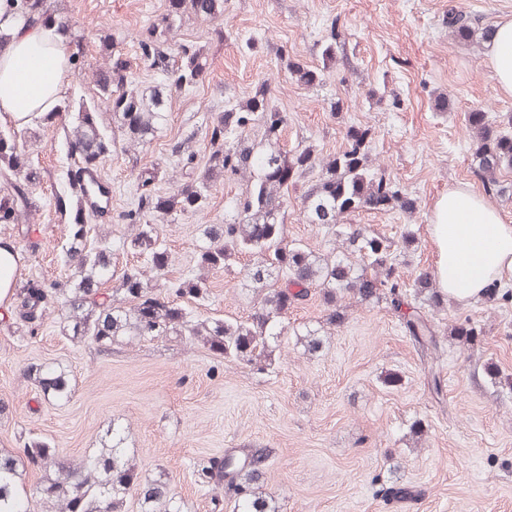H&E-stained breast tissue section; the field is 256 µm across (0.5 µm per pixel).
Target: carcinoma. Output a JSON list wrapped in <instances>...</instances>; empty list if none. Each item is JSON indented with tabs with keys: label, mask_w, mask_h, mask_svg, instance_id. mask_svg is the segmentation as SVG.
<instances>
[{
	"label": "carcinoma",
	"mask_w": 512,
	"mask_h": 512,
	"mask_svg": "<svg viewBox=\"0 0 512 512\" xmlns=\"http://www.w3.org/2000/svg\"><path fill=\"white\" fill-rule=\"evenodd\" d=\"M10 12L25 22L38 24L52 14L51 0H7ZM186 13L205 19L224 16V0H169L161 30L149 31L141 41L142 55L149 67L161 71L177 87H191L203 79L206 62L198 50L183 49L178 60L169 62L152 40L165 33ZM445 24L453 36L488 41L490 24L462 12L448 10ZM323 65L336 62V28L330 26L321 52ZM129 62L119 51L110 52L107 67L94 75L95 94L78 105L76 121L68 133L71 154L80 164L96 165L112 151V144L101 130L103 112L132 142H139L161 129L165 122L160 93L139 91L128 85ZM296 81L315 88L322 72L300 63L288 64ZM287 115L270 105L266 83L257 85L254 95L244 102L227 103L211 131L212 151L196 180L177 186L168 195L139 197L137 211L162 216H189L204 208L209 192L220 178L243 175L246 187L231 201L236 219L211 224L199 245L196 266L201 274L168 285L151 283L145 272L131 267L118 277V286L109 293L100 285L113 277L112 264L103 249L90 242L87 217L70 224L63 252L74 264V279L64 283L28 280L14 289L15 301L9 319L19 320L35 332L50 315L53 297H66L68 308L64 328L69 339L90 342L109 350L112 345L141 339L182 336L206 345L218 357L265 373L274 367L281 339L288 333L284 315L293 305L310 295L320 298L326 311V324L341 326L348 305L385 303L397 315L405 332L425 356H437L442 340L428 318L431 311L443 309L447 295L428 273L414 281L398 271L395 242L342 219L363 210L413 212L415 200L399 190L385 175L369 166V146L373 139L368 126H351L345 131V148L324 157L312 144L283 151L279 136ZM469 131L476 143L474 173L489 195L504 194L498 174L512 169V136L488 123L484 113L468 116ZM263 128L262 138L242 145L248 133ZM28 131L13 127L0 130V177L10 190L0 194V221L17 223L36 201L27 186L38 179L24 149ZM319 176L301 195L302 212L311 224H325L338 245L319 254L307 245L286 240L285 218L288 201L281 190L295 186L314 171ZM128 251L149 257L156 276L168 267L167 248L158 228L143 224L124 241ZM253 263L246 269L245 282L259 298L258 307L245 318H202L192 313L188 303L209 299L204 273L231 271L242 256ZM449 336L461 347H469L483 335L481 326L465 320L448 328ZM303 353L314 355L324 344L322 329L306 327L295 333ZM484 377L512 391V374L503 372L493 360L480 364ZM27 371L40 388L44 400L66 402L71 387L66 370L46 363H32ZM108 440L81 460L63 455L46 440L29 437L17 455L0 453V512H125L127 497L136 494L138 512H184L181 497L172 490L165 473L152 477L139 471L126 448L125 428L112 423ZM266 455L255 448H230L209 459L197 471L198 482L210 487L215 497L234 502L233 512H279L275 500L260 491ZM40 474L32 488L25 486L24 472Z\"/></svg>",
	"instance_id": "carcinoma-1"
}]
</instances>
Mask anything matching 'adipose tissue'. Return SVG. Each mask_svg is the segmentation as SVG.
Listing matches in <instances>:
<instances>
[{
	"label": "adipose tissue",
	"mask_w": 512,
	"mask_h": 512,
	"mask_svg": "<svg viewBox=\"0 0 512 512\" xmlns=\"http://www.w3.org/2000/svg\"><path fill=\"white\" fill-rule=\"evenodd\" d=\"M9 53L0 56V121L25 126L52 112L64 92L73 50L53 28L11 21ZM490 62L512 92V19L496 23ZM434 277L449 298L483 296L489 283L512 281V224L471 189L449 191L436 204Z\"/></svg>",
	"instance_id": "adipose-tissue-1"
}]
</instances>
